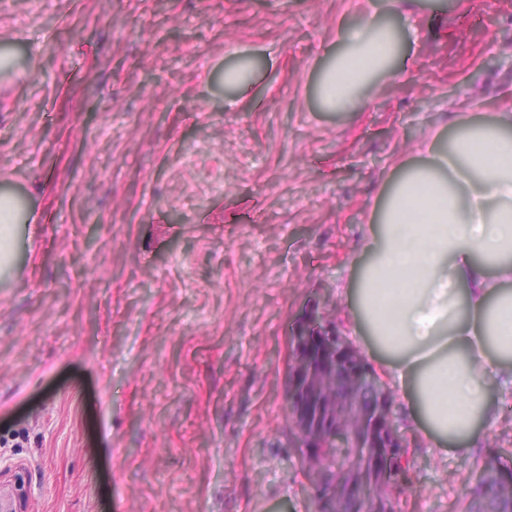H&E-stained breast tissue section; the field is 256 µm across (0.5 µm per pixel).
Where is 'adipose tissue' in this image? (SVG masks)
<instances>
[{
	"label": "adipose tissue",
	"mask_w": 512,
	"mask_h": 512,
	"mask_svg": "<svg viewBox=\"0 0 512 512\" xmlns=\"http://www.w3.org/2000/svg\"><path fill=\"white\" fill-rule=\"evenodd\" d=\"M323 74V105L363 106L394 39L369 15ZM448 145L388 189L364 232L358 284L340 292L352 334L386 357L409 419L436 448L469 453L512 394V107L458 113Z\"/></svg>",
	"instance_id": "adipose-tissue-1"
}]
</instances>
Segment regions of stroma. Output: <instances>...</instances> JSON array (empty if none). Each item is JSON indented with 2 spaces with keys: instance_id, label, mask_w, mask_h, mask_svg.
Here are the masks:
<instances>
[{
  "instance_id": "obj_1",
  "label": "stroma",
  "mask_w": 512,
  "mask_h": 512,
  "mask_svg": "<svg viewBox=\"0 0 512 512\" xmlns=\"http://www.w3.org/2000/svg\"><path fill=\"white\" fill-rule=\"evenodd\" d=\"M398 51L332 112L321 73L366 11ZM0 496L35 512H316L289 336L338 299L422 136L512 104V0H0ZM398 512H462L479 448L400 411ZM19 223L18 209L12 197H0V260L1 271L12 262L16 243L17 224Z\"/></svg>"
}]
</instances>
